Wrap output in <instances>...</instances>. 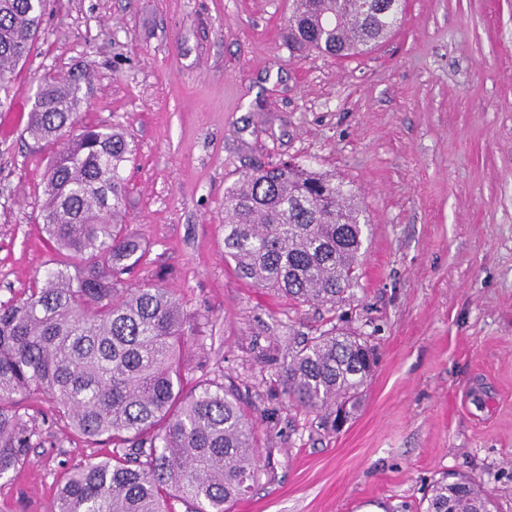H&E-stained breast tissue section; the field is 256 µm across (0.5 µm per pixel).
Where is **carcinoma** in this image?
I'll return each mask as SVG.
<instances>
[{
    "mask_svg": "<svg viewBox=\"0 0 512 512\" xmlns=\"http://www.w3.org/2000/svg\"><path fill=\"white\" fill-rule=\"evenodd\" d=\"M47 0H0V91L26 62ZM394 0H293L288 42L343 57L362 54L399 23ZM85 76L46 77L26 132L60 145L44 175L41 219L62 256L19 296L0 302V476L23 464L32 431L15 406L50 399L58 418L112 455L59 482L54 512H231L259 472L254 422L224 384L188 386L185 357L204 344L180 295L164 285L131 288L145 256L124 224L123 170L135 149L110 125L84 126ZM224 256L237 274L296 304L332 307L357 280L362 210L336 175L271 162L224 192ZM357 332L333 327L294 351L289 399L336 428L373 374ZM464 477L434 482L424 512H493Z\"/></svg>",
    "mask_w": 512,
    "mask_h": 512,
    "instance_id": "1",
    "label": "carcinoma"
}]
</instances>
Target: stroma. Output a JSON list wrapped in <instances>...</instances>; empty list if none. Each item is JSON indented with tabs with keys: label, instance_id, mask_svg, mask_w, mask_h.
<instances>
[{
	"label": "stroma",
	"instance_id": "35a3bbf8",
	"mask_svg": "<svg viewBox=\"0 0 512 512\" xmlns=\"http://www.w3.org/2000/svg\"><path fill=\"white\" fill-rule=\"evenodd\" d=\"M292 0H49L0 93V301L58 253L42 230L52 160L25 132L39 80L87 69L82 123L123 130L127 222L198 315L188 358L255 422L260 476L232 512H419L455 473L512 512V0H406L396 30L336 59L289 46ZM291 160L336 174L365 212L358 279L336 307L297 305L224 260V191ZM376 370L340 431L289 401L303 337L332 325ZM34 433L0 476V512H52L56 483L111 455L22 395Z\"/></svg>",
	"mask_w": 512,
	"mask_h": 512
}]
</instances>
